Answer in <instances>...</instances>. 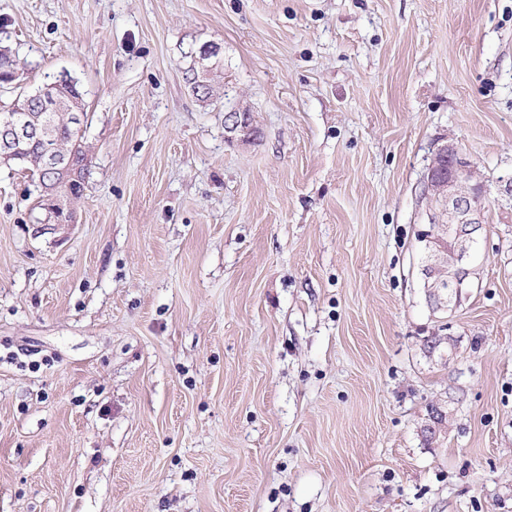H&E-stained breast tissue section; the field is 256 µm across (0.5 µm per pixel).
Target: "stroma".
Returning a JSON list of instances; mask_svg holds the SVG:
<instances>
[{"label": "stroma", "instance_id": "stroma-1", "mask_svg": "<svg viewBox=\"0 0 512 512\" xmlns=\"http://www.w3.org/2000/svg\"><path fill=\"white\" fill-rule=\"evenodd\" d=\"M0 43L89 154L65 225L0 164V512H512V0H0ZM446 141L489 204L435 309ZM222 47L218 42L206 41L193 48L189 54L191 62L188 70L192 74L196 90L212 89L210 80L220 73ZM224 129L227 133L243 136L242 139L248 138L251 132L250 114L247 110H238L228 112L224 118Z\"/></svg>", "mask_w": 512, "mask_h": 512}]
</instances>
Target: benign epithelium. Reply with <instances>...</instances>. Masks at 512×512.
Wrapping results in <instances>:
<instances>
[{"instance_id": "1", "label": "benign epithelium", "mask_w": 512, "mask_h": 512, "mask_svg": "<svg viewBox=\"0 0 512 512\" xmlns=\"http://www.w3.org/2000/svg\"><path fill=\"white\" fill-rule=\"evenodd\" d=\"M222 47L206 41L192 49L188 70L197 89L210 91V80L220 73ZM43 121L32 113L15 108L0 113V159H27L31 143L40 144L38 162L53 174V179L40 183L43 200L50 209L49 219L55 224L73 223L71 205L80 195L84 173L73 164L74 150L50 137L49 126L54 118L53 99L40 96ZM224 129L232 135L248 138L250 114L246 110L229 112ZM423 195L434 205L429 229L421 240L429 249L433 262L424 268L425 288L430 304L441 307L470 286L473 269L470 260L482 228V216L488 203L485 185L475 175V168L458 146L443 144L435 152L423 178ZM446 420L445 408H430V422L425 428L435 439Z\"/></svg>"}]
</instances>
